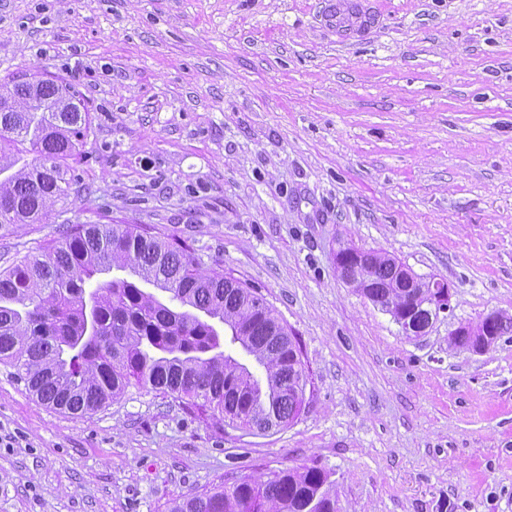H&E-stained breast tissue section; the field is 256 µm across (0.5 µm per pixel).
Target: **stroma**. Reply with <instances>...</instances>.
<instances>
[{
	"instance_id": "obj_1",
	"label": "stroma",
	"mask_w": 512,
	"mask_h": 512,
	"mask_svg": "<svg viewBox=\"0 0 512 512\" xmlns=\"http://www.w3.org/2000/svg\"><path fill=\"white\" fill-rule=\"evenodd\" d=\"M342 42L323 0H0V82L38 70L91 116L67 196L0 230V269L76 224H136L263 295L306 406L254 433L130 389L85 415L0 363V512H166L317 467L338 512H512V0H373ZM445 279L406 336L345 283L339 243ZM502 322V315L497 312L490 313L475 326H461L455 329L449 336V342L454 346L482 353L500 336L498 326Z\"/></svg>"
}]
</instances>
